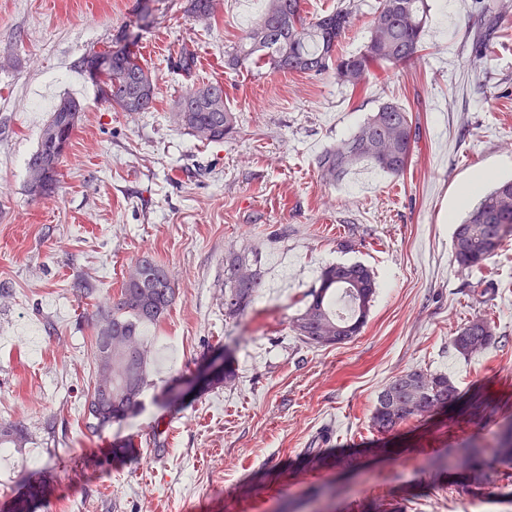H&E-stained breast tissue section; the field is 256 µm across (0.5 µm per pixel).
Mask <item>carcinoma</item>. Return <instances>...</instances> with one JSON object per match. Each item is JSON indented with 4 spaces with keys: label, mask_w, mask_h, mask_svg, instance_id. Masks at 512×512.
I'll return each mask as SVG.
<instances>
[{
    "label": "carcinoma",
    "mask_w": 512,
    "mask_h": 512,
    "mask_svg": "<svg viewBox=\"0 0 512 512\" xmlns=\"http://www.w3.org/2000/svg\"><path fill=\"white\" fill-rule=\"evenodd\" d=\"M356 4L341 0L336 9L309 17L301 0H268L257 26L251 28L224 64L236 69L247 63L267 65L283 72L322 75L331 73L352 91L364 89L372 69L414 61L422 50L426 23L425 0H380L362 50L341 54L338 46L352 24ZM217 12L216 0H188L189 16L210 20ZM112 58L110 66L93 79L99 96L125 112H149L155 108L157 91L151 71L136 53L121 49L94 51L81 60L85 72L99 60ZM71 111L51 113L49 122L57 128V138L71 140L82 111L81 104L66 98ZM177 123L201 140L219 142L237 132V117L224 103V85L208 82L185 90L177 103ZM418 128L410 113L395 101L383 102L350 139L319 157L327 180H336L361 162L400 175L409 164ZM55 138V139H57ZM55 139L39 133L36 150L27 165L48 172L50 196L59 185L63 155ZM512 237V180L498 182L456 225L453 254L463 269L482 268L495 250ZM261 288L260 275L249 268L246 258L231 253L224 259V316L242 314ZM373 271L362 263L336 264L324 269L318 287L309 293L303 311L291 319V328L311 347H327L351 341L361 333L376 294ZM175 296L168 274L154 283L140 286L126 278L112 306L98 309L96 334L112 330V360L96 357L93 390L83 406V416L93 430L124 419L140 403L147 379V349L141 340L145 324L157 325L165 318ZM494 341L492 322L476 318L460 328L451 343L463 356L485 350ZM112 377V415L99 414L93 398L103 379ZM459 392L444 374L411 370L388 382L378 395L371 427L380 433L393 431L402 423L422 417L434 408L454 404ZM27 441L24 426L10 423L0 428L1 448H21ZM501 458L512 462V426L497 435ZM483 447L469 444L460 454V467L479 487L490 480L482 468Z\"/></svg>",
    "instance_id": "obj_1"
}]
</instances>
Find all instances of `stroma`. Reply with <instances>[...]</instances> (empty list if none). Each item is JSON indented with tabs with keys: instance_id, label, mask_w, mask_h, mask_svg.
I'll use <instances>...</instances> for the list:
<instances>
[{
	"instance_id": "obj_1",
	"label": "stroma",
	"mask_w": 512,
	"mask_h": 512,
	"mask_svg": "<svg viewBox=\"0 0 512 512\" xmlns=\"http://www.w3.org/2000/svg\"><path fill=\"white\" fill-rule=\"evenodd\" d=\"M487 2L427 0L420 58L374 70L354 94L327 74L225 68L266 0H219L209 21L189 17L187 0H0V425L29 432L0 451V512L40 479L51 506L30 512H512V466L495 448L512 422V239L473 270L457 266L452 242L469 178L494 168L487 190L512 179V0L485 16ZM484 16L489 54L475 71L470 29ZM134 31L157 85L151 112L112 107L78 67ZM185 46L196 79L223 82L233 137L209 143L176 124L195 79L171 66ZM68 96L83 112L58 189L35 200L25 162ZM387 100L419 129L404 175L361 165L323 179L318 157ZM232 252L263 286L228 319ZM145 257L175 298L143 330L140 407L94 433L81 413L96 366L90 316ZM350 262L376 276L367 323L352 341L310 348L289 320L324 267ZM479 280L491 286L482 297ZM478 317L495 341L462 356L451 338ZM219 357L237 370L232 384L212 382ZM415 369L447 374L461 402L372 430L378 393ZM473 440L501 496L450 470L432 489L429 458Z\"/></svg>"
}]
</instances>
